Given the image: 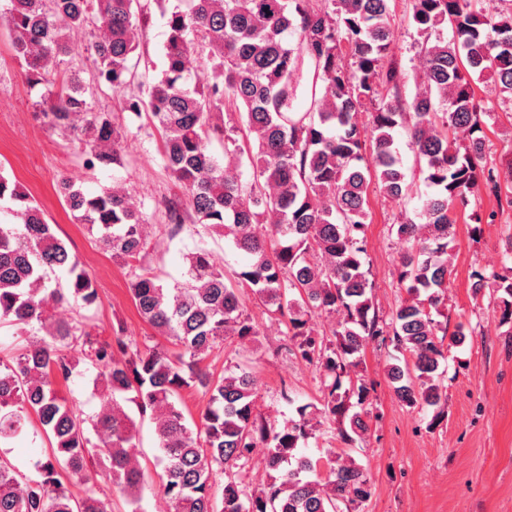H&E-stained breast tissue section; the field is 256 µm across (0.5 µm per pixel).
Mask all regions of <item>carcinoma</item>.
I'll list each match as a JSON object with an SVG mask.
<instances>
[{"label": "carcinoma", "instance_id": "carcinoma-1", "mask_svg": "<svg viewBox=\"0 0 512 512\" xmlns=\"http://www.w3.org/2000/svg\"><path fill=\"white\" fill-rule=\"evenodd\" d=\"M167 20L164 67L126 109L159 130L170 176L187 203L165 205L172 235L186 220L231 238L246 254L227 274L212 253L187 257V280L164 283L145 270L148 219L114 184L95 195L64 182L74 220L128 268L140 317L171 344L94 334L58 311L98 300L93 278L44 219L41 207L0 166V202L17 224H0V322L29 336L20 353L0 359V445L36 415L49 440L37 477L0 454V512H112L103 481L140 512L147 473L134 449L140 416L156 440L159 492L169 512H364L373 494L368 470L346 449L365 441L370 387L358 371L366 347H392L386 377L409 407L439 406L447 327L434 319L448 299L458 213L484 191L512 206V157H486L484 112L475 86L490 78L512 109V7L489 14L480 0H413L418 36L417 90L400 92V71L386 62L389 0H184ZM11 49L28 83L44 86L36 105L62 132L78 133L85 164L123 165L126 130L97 109L91 84L114 91L136 78L134 55L147 21L140 0H5ZM100 35L85 48L92 83L79 72L48 78V64L72 51L70 32ZM349 63H342V56ZM217 77L201 82L192 59ZM388 101L378 100L380 90ZM369 114L367 125L357 114ZM405 131L429 193L420 222L393 225L402 250L395 270L403 299L389 316L374 302L366 265L368 190L377 182L394 201L410 183L397 146ZM224 143V159L210 150ZM248 162L243 180L230 164ZM470 288L512 324V266L473 270ZM260 300L288 326V349L322 373L321 397L296 406L277 426L256 412L257 379L247 363L215 373L205 360L228 339L255 343L260 332L243 303ZM328 330L312 325L317 313ZM96 370L101 409L87 419L61 396L58 379L80 365ZM184 390H200V422L187 418ZM330 425L339 444L313 459L301 451ZM261 453L268 480L250 488L240 470ZM224 474L221 497L215 476ZM85 487L76 497L70 487Z\"/></svg>", "mask_w": 512, "mask_h": 512}]
</instances>
